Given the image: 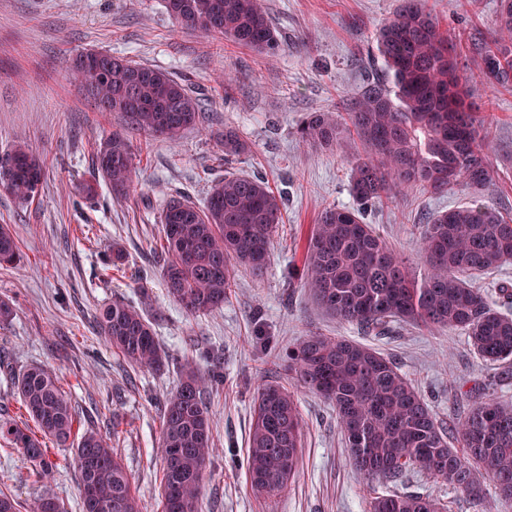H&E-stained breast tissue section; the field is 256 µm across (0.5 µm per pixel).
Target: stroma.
I'll list each match as a JSON object with an SVG mask.
<instances>
[{
    "mask_svg": "<svg viewBox=\"0 0 512 512\" xmlns=\"http://www.w3.org/2000/svg\"><path fill=\"white\" fill-rule=\"evenodd\" d=\"M497 0H428L443 25L462 33L461 67L468 73L480 116L494 134L486 153L495 170L479 195L464 186L433 194L414 187L365 215L413 276L425 272L418 249L428 220L477 197L512 212V93L484 84L478 48L495 31ZM280 40L264 54L219 34L179 29L163 0H0V153L28 143L45 162L34 198L0 191V225L10 227L21 262L0 267V300L14 315L0 324V357L14 371L44 365L57 373L82 428L109 436L131 475L141 512H161L160 408L176 390L186 360L207 369L219 359L222 385L205 403L214 452L205 471L201 512H368L372 497L392 493L381 480L355 472L334 407L294 389L283 351L318 333L368 345L390 358L420 389L446 424L493 395L512 401V372L486 365L457 330L400 323L375 336L324 313L298 273L318 216L329 205L353 204L349 162L358 149L302 142L300 121L311 112H337L370 70L376 28L399 0H262ZM162 68L187 80L201 99L204 123L178 143L131 132L139 160L129 196L100 190L94 204L77 196L87 178L94 142L122 124L97 111L66 70L85 50ZM235 128L249 150L225 162L219 137ZM255 175L284 198L283 222L263 274L239 268L224 306L191 318L166 294L154 259L169 198L203 201L225 172ZM126 256L123 271L105 276L113 248ZM121 299L145 305L170 362L155 371L130 365L98 332L99 308ZM293 389L302 417L299 474L272 500L255 498L246 476L251 408L257 387ZM70 448L54 449L51 480L0 439V490L19 512L50 495L64 512H81ZM406 490L432 494L449 512H512L492 482L478 495L412 473Z\"/></svg>",
    "mask_w": 512,
    "mask_h": 512,
    "instance_id": "35a3bbf8",
    "label": "stroma"
}]
</instances>
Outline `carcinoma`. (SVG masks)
<instances>
[{
  "label": "carcinoma",
  "mask_w": 512,
  "mask_h": 512,
  "mask_svg": "<svg viewBox=\"0 0 512 512\" xmlns=\"http://www.w3.org/2000/svg\"><path fill=\"white\" fill-rule=\"evenodd\" d=\"M180 27L218 32L237 46L262 53L279 47L261 0H165ZM497 35L484 43L480 77L492 87L512 89V0H497ZM426 7L402 0L374 36L379 70L350 96L343 112H312L300 124L302 141L337 147L357 140L363 154L351 164V209L325 207L308 241L301 280L315 304L340 322L379 334L393 324L466 332L487 364L512 362V316L496 310L469 278L512 260V215L472 199L432 216L421 239L426 272L413 277L363 212L410 186L443 193L464 185L483 190L492 179L486 146L491 123L472 112L468 78L457 62V42ZM71 58L69 71L101 112L118 113L125 128L94 142L92 170L78 186L86 199L105 185L129 194L135 155L128 133L153 134L171 142L202 124L204 112L184 80L159 68L120 57L112 70L91 75ZM224 159L248 150L231 129L220 141ZM14 159L43 174V161L22 144L0 155V191L21 201L33 198L40 182L5 165ZM283 197L260 177L228 173L212 182L198 205L172 197L160 215L158 250L163 285L192 317L224 305L234 287L235 267L254 273L267 264L271 238L282 220ZM19 260L8 227L0 226V266ZM100 335L136 367L159 371L169 355L140 309L115 299L97 316ZM294 384L333 404L359 473L395 486L416 468L435 482L471 493L489 478L498 495L512 499V403L489 396L447 428L421 391L387 357L342 338L310 335L288 349ZM0 371L12 374L0 360ZM14 375V374H12ZM224 381L186 362L176 391L161 408V512H200L202 481L212 455L207 389ZM14 385L36 430L0 421V436L22 453L41 479L55 465L48 443L67 447L75 412L55 372L31 365L14 375ZM301 418L292 392L261 384L253 401L246 470L254 494L271 499L298 475ZM75 466L82 512H139L130 475L108 438L88 429L77 441ZM370 512H447L424 493H396L370 501Z\"/></svg>",
  "instance_id": "1"
}]
</instances>
